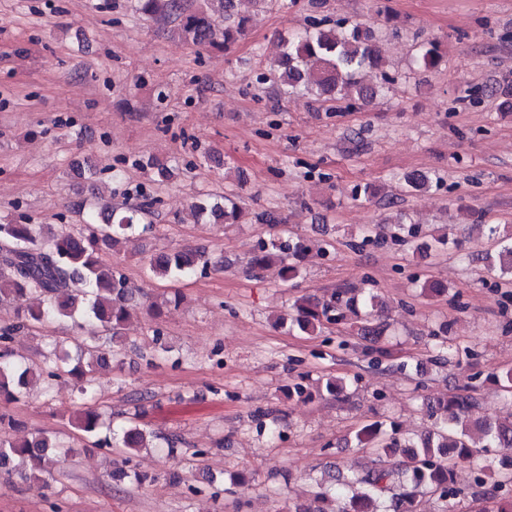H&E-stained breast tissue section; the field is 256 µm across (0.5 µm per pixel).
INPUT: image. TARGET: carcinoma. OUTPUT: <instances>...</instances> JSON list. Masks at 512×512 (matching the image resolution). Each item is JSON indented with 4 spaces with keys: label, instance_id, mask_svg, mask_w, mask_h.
I'll return each instance as SVG.
<instances>
[{
    "label": "carcinoma",
    "instance_id": "1",
    "mask_svg": "<svg viewBox=\"0 0 512 512\" xmlns=\"http://www.w3.org/2000/svg\"><path fill=\"white\" fill-rule=\"evenodd\" d=\"M133 7L150 18L177 22L176 32L184 42L224 53L244 35L250 21V16L236 11V0H199L195 8L187 0H133ZM375 41L374 30L358 21H342L334 27L307 25L281 40L264 78L278 83L286 97L313 96L327 111L336 112L342 104L361 110L393 81ZM443 58L440 45L429 42L420 47L416 63L431 70ZM138 166L161 183L174 176L175 166L167 157L144 156ZM73 209L84 218V229L77 234H47L45 225L25 217L0 221V303L11 304L16 311V322L0 328V400L19 402L31 383L50 389L53 382L63 380L81 396L71 422L84 437L94 439L95 446L122 448L130 462L140 449L158 447L161 439L173 456L181 444L175 435H158L134 421L115 433L111 421L92 405L88 379L95 367L122 355L125 331L138 300L119 264L102 261V247L130 239L139 227L144 232L152 229L148 218L154 215L153 202L88 207L80 201ZM191 210L203 224H239L244 216L240 199L231 194L200 199ZM500 239L492 269L505 278L512 276V229ZM308 251L303 236L284 229L258 244L248 268L256 271L274 265L287 283L300 276L299 261ZM209 267L206 255L193 249L156 253L146 265L153 276L172 279L202 274ZM376 298L371 291L360 293L353 288L323 300L301 296L292 320L300 331L315 335L341 318L345 307L365 321L362 332L379 336L382 325L369 326L381 316ZM64 319L84 330L77 357L52 343L39 362L30 363L10 348L14 331ZM472 407L469 393L438 398L428 404L432 428L415 439L393 425L388 429L381 422L363 426L355 435L357 446L377 449L378 459L343 481L339 489L317 492L314 506L297 503L288 506L287 512H417L419 498L425 495L445 502L442 512H455L462 490L453 481L454 467L471 461L479 448L512 449V417L472 421ZM15 426L13 418L0 414V469L10 468L14 459L21 458L27 463V469L20 471L24 477L46 484L58 480L56 465L73 452V446L45 434L12 438L3 433ZM475 502L481 504L479 512H512V495L487 497L478 491Z\"/></svg>",
    "mask_w": 512,
    "mask_h": 512
}]
</instances>
